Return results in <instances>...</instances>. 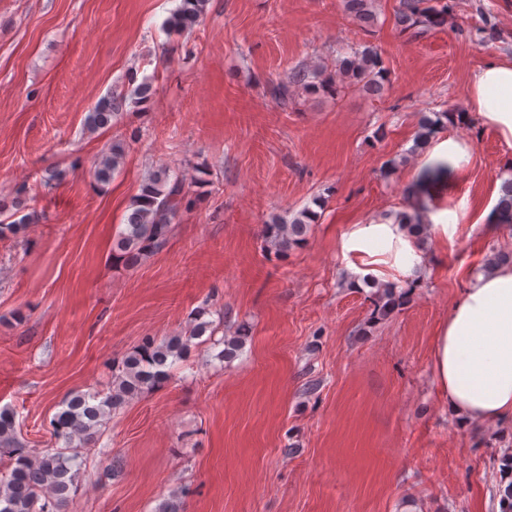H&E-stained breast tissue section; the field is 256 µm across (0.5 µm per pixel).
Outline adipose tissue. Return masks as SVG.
I'll use <instances>...</instances> for the list:
<instances>
[{"label":"adipose tissue","instance_id":"obj_1","mask_svg":"<svg viewBox=\"0 0 512 512\" xmlns=\"http://www.w3.org/2000/svg\"><path fill=\"white\" fill-rule=\"evenodd\" d=\"M470 103L512 147V60L473 74ZM432 373L462 423L494 428L512 420V265L469 276L434 339Z\"/></svg>","mask_w":512,"mask_h":512}]
</instances>
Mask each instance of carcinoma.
I'll use <instances>...</instances> for the list:
<instances>
[{
    "label": "carcinoma",
    "mask_w": 512,
    "mask_h": 512,
    "mask_svg": "<svg viewBox=\"0 0 512 512\" xmlns=\"http://www.w3.org/2000/svg\"><path fill=\"white\" fill-rule=\"evenodd\" d=\"M207 0H181L179 7L167 20L173 31L191 29L205 10ZM375 0H342L344 12L361 28L372 27L376 20ZM451 0H400L397 21L401 29L418 38L430 29L447 23L452 13ZM321 69L312 70L317 75ZM304 71L295 72L288 83L275 90L284 102L292 88L315 87L306 82ZM336 88L357 87L377 95L384 82V70L375 47L363 45L352 48L346 56L336 58ZM126 96L109 94L102 97L86 118L90 131L104 129L112 124L122 111ZM453 113L443 112L441 117L422 119V132L416 145L425 144L441 118L451 119ZM124 152L118 145L103 154L95 166L94 177L100 184L108 183L123 161ZM189 185L184 177L168 167L153 171L133 199L124 229L113 243V251L133 266L148 253L162 249L167 241L171 224L188 203ZM24 200L16 196L0 200V240L6 234L18 233L24 225L39 220L32 212L23 213ZM498 223L512 226V180L504 182L496 205ZM313 214L304 209L291 220L265 225V234L279 246V251L306 241ZM395 223L403 225L408 235L420 246L424 241L426 225L417 215L402 213ZM210 323L196 324L187 337L171 336L160 342L147 338L142 346L112 366L113 381L110 393L97 391L70 394L61 409L50 421L54 442L38 452L24 447L16 437L17 413L9 408L0 409V448L8 457V465L0 471V512H63L79 475L78 460L81 449L89 448L99 440L100 427L112 410L126 401L139 397L170 375L174 364L186 358L190 342L205 335Z\"/></svg>",
    "instance_id": "carcinoma-1"
}]
</instances>
